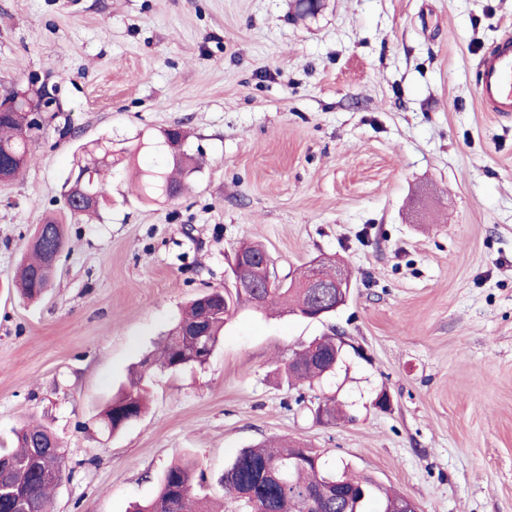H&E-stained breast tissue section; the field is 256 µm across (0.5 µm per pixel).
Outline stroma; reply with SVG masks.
<instances>
[{
  "instance_id": "35a3bbf8",
  "label": "stroma",
  "mask_w": 512,
  "mask_h": 512,
  "mask_svg": "<svg viewBox=\"0 0 512 512\" xmlns=\"http://www.w3.org/2000/svg\"><path fill=\"white\" fill-rule=\"evenodd\" d=\"M509 32L512 0H0V85L51 99L33 161L0 185V448L27 420L52 430L55 512H128L181 458L195 494L239 512L226 465L278 437L420 512H512V115L477 95ZM174 125L200 167L145 201L127 157L150 168ZM106 141L108 201L70 217L75 161ZM52 216L65 247L29 301L13 277ZM243 242L284 281L338 261L347 302L321 321L239 307L208 364L155 370L146 413L103 431L183 307L231 288ZM331 332L335 371L283 384L278 363ZM328 399L344 418H317Z\"/></svg>"
}]
</instances>
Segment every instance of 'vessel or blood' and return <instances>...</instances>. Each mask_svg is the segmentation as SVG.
Listing matches in <instances>:
<instances>
[{"instance_id": "b4317fda", "label": "vessel or blood", "mask_w": 512, "mask_h": 512, "mask_svg": "<svg viewBox=\"0 0 512 512\" xmlns=\"http://www.w3.org/2000/svg\"><path fill=\"white\" fill-rule=\"evenodd\" d=\"M477 94L489 111L512 112V43L502 42L484 53Z\"/></svg>"}]
</instances>
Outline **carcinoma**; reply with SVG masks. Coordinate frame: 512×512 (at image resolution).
<instances>
[{
  "label": "carcinoma",
  "mask_w": 512,
  "mask_h": 512,
  "mask_svg": "<svg viewBox=\"0 0 512 512\" xmlns=\"http://www.w3.org/2000/svg\"><path fill=\"white\" fill-rule=\"evenodd\" d=\"M17 111L0 114V159L11 163L8 175L16 179L32 161L31 145L42 130L37 121L25 123L20 111L26 108L25 94L14 91ZM166 152V161L146 170L139 184L141 195L168 196L182 192L185 178L195 172L197 161L183 149L179 128L167 129L162 140L152 145ZM79 170H92L93 178L82 184L86 204L80 214L97 211L106 194L101 171L112 168V146L96 145L79 160ZM41 228L48 231L56 247L64 246L63 224L48 219ZM53 268L42 250L34 248L19 267L16 286L28 299L41 297L50 286ZM253 304V294L224 291L220 299L193 301L179 322L165 336L156 362L177 371L197 363L198 350L187 332L202 320L208 339L217 345L224 325L240 304ZM283 303L289 312L306 313L308 300L300 288L286 286L270 289L268 304ZM183 333L181 343L173 342L176 332ZM341 354L332 336H322L294 351L277 370L289 385L302 384L331 373L330 364ZM143 378L131 382L100 412L99 421L116 433L130 423V418L144 412ZM16 449L0 453V512H51L55 480L62 478L63 455L53 434L39 424H25L16 433ZM290 467L287 484L281 485L267 474L279 466ZM195 466L180 462L165 472L155 499L138 504L133 512H214L208 497L193 493ZM226 493L233 496L243 512H389L404 495L387 489L367 475L353 474L348 466L330 469L321 454L297 441L278 445H257L241 449L226 466L221 478Z\"/></svg>",
  "instance_id": "carcinoma-1"
}]
</instances>
